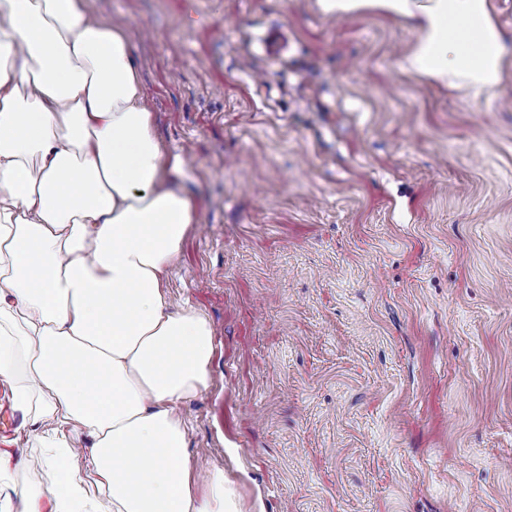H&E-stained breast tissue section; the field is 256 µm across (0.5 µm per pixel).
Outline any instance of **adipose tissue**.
Instances as JSON below:
<instances>
[{"label": "adipose tissue", "mask_w": 512, "mask_h": 512, "mask_svg": "<svg viewBox=\"0 0 512 512\" xmlns=\"http://www.w3.org/2000/svg\"><path fill=\"white\" fill-rule=\"evenodd\" d=\"M410 25L402 68L492 100L512 31L492 0H319ZM125 26L92 0H0V378L55 442L49 485L0 512H240L221 469L197 478L182 404L211 382L213 328L162 279L198 213L176 187Z\"/></svg>", "instance_id": "ef3b65f1"}]
</instances>
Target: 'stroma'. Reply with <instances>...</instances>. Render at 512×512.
<instances>
[{
	"label": "stroma",
	"instance_id": "obj_1",
	"mask_svg": "<svg viewBox=\"0 0 512 512\" xmlns=\"http://www.w3.org/2000/svg\"><path fill=\"white\" fill-rule=\"evenodd\" d=\"M199 216L165 288L214 328L187 454L241 512H512V85L404 72L317 0H94ZM277 38V55L266 52ZM0 379V449L46 486Z\"/></svg>",
	"mask_w": 512,
	"mask_h": 512
}]
</instances>
